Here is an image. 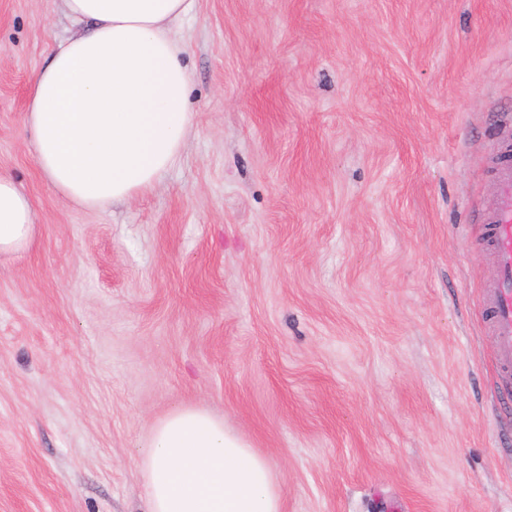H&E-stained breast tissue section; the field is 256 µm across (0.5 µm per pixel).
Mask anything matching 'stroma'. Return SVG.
<instances>
[{
  "mask_svg": "<svg viewBox=\"0 0 512 512\" xmlns=\"http://www.w3.org/2000/svg\"><path fill=\"white\" fill-rule=\"evenodd\" d=\"M74 28L0 0V512H147L178 407L266 456L283 512H512V389L485 311L512 0H196L197 126L149 195L38 169L30 80ZM35 232L29 198L14 179L0 175V257L27 251Z\"/></svg>",
  "mask_w": 512,
  "mask_h": 512,
  "instance_id": "1",
  "label": "stroma"
}]
</instances>
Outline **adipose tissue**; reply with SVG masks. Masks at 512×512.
Listing matches in <instances>:
<instances>
[{
  "instance_id": "ef3b65f1",
  "label": "adipose tissue",
  "mask_w": 512,
  "mask_h": 512,
  "mask_svg": "<svg viewBox=\"0 0 512 512\" xmlns=\"http://www.w3.org/2000/svg\"><path fill=\"white\" fill-rule=\"evenodd\" d=\"M194 0H61L77 27L34 72L26 126L35 161L87 209L152 192L195 124L178 25ZM27 195L0 175V257L27 251ZM147 512H283L269 461L208 413L178 407L140 457Z\"/></svg>"
}]
</instances>
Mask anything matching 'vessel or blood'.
<instances>
[{"label":"vessel or blood","mask_w":512,"mask_h":512,"mask_svg":"<svg viewBox=\"0 0 512 512\" xmlns=\"http://www.w3.org/2000/svg\"><path fill=\"white\" fill-rule=\"evenodd\" d=\"M496 195L489 213L488 247L497 267V278L489 286L487 311L496 339L499 366L512 373V164L499 159L493 165Z\"/></svg>","instance_id":"vessel-or-blood-1"}]
</instances>
